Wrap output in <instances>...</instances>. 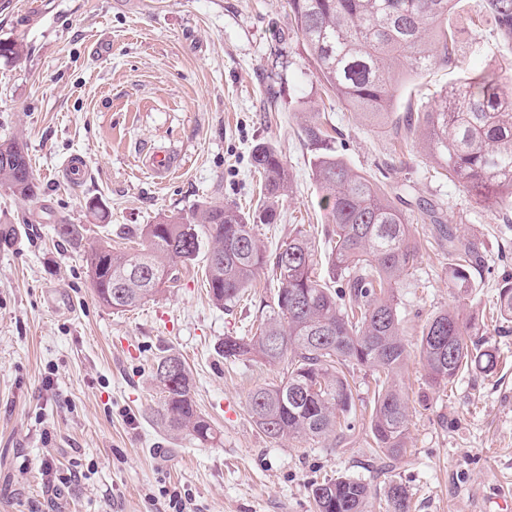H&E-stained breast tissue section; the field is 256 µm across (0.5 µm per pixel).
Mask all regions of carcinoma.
<instances>
[{"label":"carcinoma","instance_id":"cac0c4a2","mask_svg":"<svg viewBox=\"0 0 512 512\" xmlns=\"http://www.w3.org/2000/svg\"><path fill=\"white\" fill-rule=\"evenodd\" d=\"M457 0H288L294 30L325 93L369 120L391 116L399 82L443 62L455 63L458 46L448 17ZM478 21L490 20L512 37V0H476ZM512 63L500 70L464 76L424 112L408 114L395 134L418 133L429 156L448 181L512 218V96L504 82ZM304 139L319 150L312 177L323 192L332 224L328 279L316 275L315 248L308 233L288 236L266 252L255 229L277 223V202L290 180L286 161L267 143L253 148L251 162L263 178L260 203L251 212L234 204L202 201L177 216L146 224L138 246L118 250L102 242L83 250L86 274L99 303L125 311L156 297L194 263L209 244L204 276L213 304L240 301L265 270L277 282L272 303L261 304L249 336H226V360L249 356L285 363L283 378L251 393L256 426L273 439H326L340 417L355 410L345 369L364 366L378 382L370 428L377 448L391 456L405 449L409 407L398 381L409 351L399 313V288L417 262L413 226L393 206L372 175L356 171L333 153L332 136L318 120L306 124ZM0 188L34 199L40 185L24 145L0 141ZM456 288H472L478 254L475 242L459 243L446 224L435 225ZM59 237L77 243L79 224H60ZM502 327L512 324V276L503 280L496 301ZM417 357L434 383L451 384L464 373L490 374L500 353L487 345L479 328L453 309L432 315L421 330ZM174 353L157 358L153 377L162 394L157 420L174 435L202 444L216 438L208 417L193 399L187 366L167 385L161 369ZM317 512H371V492L360 478L340 475L311 488ZM386 496L392 512H409V492L391 483Z\"/></svg>","mask_w":512,"mask_h":512}]
</instances>
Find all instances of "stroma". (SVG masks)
<instances>
[{"label": "stroma", "instance_id": "stroma-1", "mask_svg": "<svg viewBox=\"0 0 512 512\" xmlns=\"http://www.w3.org/2000/svg\"><path fill=\"white\" fill-rule=\"evenodd\" d=\"M475 0L451 16L457 65L404 80L395 114L423 111L459 76L512 60V40L472 25ZM0 40L22 42L0 58V140L19 138L41 191L28 200L0 189V512H315L312 483L341 474L366 479L373 512H390L385 481L410 494L409 512H512V331L489 319L501 280L512 275V226L498 210L439 178L423 146L397 150L390 123L363 120L326 95L288 15L286 0H0ZM106 44L107 54L96 53ZM488 48L471 56V47ZM336 127L333 150L384 186L416 233L418 263L400 290L405 334L453 307L479 325L503 362L432 385L417 359L401 377L411 416L401 456L376 459L369 409L376 384L350 369L352 430L322 441L272 439L248 408L254 390L279 382L285 364L224 359L225 337L247 335L277 285L260 274L233 307L210 301L201 265L184 269L157 299L124 312L103 307L89 285L83 248L101 240L137 245L128 230L199 201L255 207L262 179L251 152L273 144L290 172L276 224L257 233L267 249L296 227L326 253L322 192L311 176V115ZM176 163L151 176L153 152ZM86 161L76 180L66 166ZM95 199L109 215L88 212ZM434 211L460 242L477 241L478 286L451 285L424 219ZM79 224L83 242L55 227ZM182 355L193 397L216 438L171 436L156 419L152 365ZM78 479H69L70 469Z\"/></svg>", "mask_w": 512, "mask_h": 512}]
</instances>
